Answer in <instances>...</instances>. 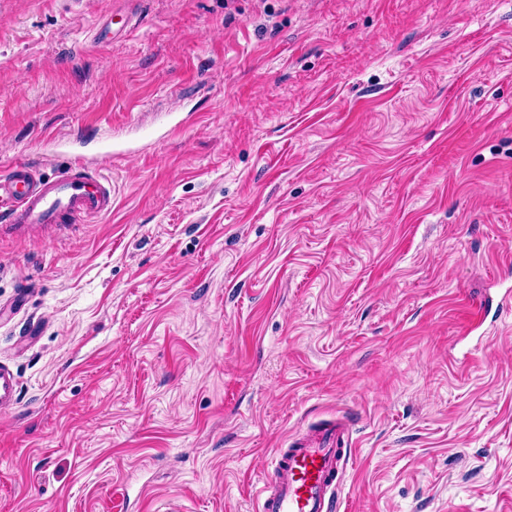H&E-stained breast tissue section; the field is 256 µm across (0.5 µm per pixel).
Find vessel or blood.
Instances as JSON below:
<instances>
[{
	"instance_id": "vessel-or-blood-1",
	"label": "vessel or blood",
	"mask_w": 512,
	"mask_h": 512,
	"mask_svg": "<svg viewBox=\"0 0 512 512\" xmlns=\"http://www.w3.org/2000/svg\"><path fill=\"white\" fill-rule=\"evenodd\" d=\"M111 210L110 183L84 163L53 175L21 160L0 164L1 224H84ZM351 444L350 426L341 420L293 437L264 474L257 512H340Z\"/></svg>"
}]
</instances>
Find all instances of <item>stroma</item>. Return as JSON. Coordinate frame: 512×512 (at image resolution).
<instances>
[{
  "mask_svg": "<svg viewBox=\"0 0 512 512\" xmlns=\"http://www.w3.org/2000/svg\"><path fill=\"white\" fill-rule=\"evenodd\" d=\"M0 0V512H256L352 429L345 512H512V0ZM500 300L478 334L465 325ZM121 16V25L118 27H114L116 23H113L112 19L110 22H105L103 28L95 34V41L99 44H107L111 39L112 41H117L123 38L133 28V17L126 11H123ZM111 23L112 28L110 27ZM111 211L110 183L83 162L44 175L21 160L1 161V224H85Z\"/></svg>",
  "mask_w": 512,
  "mask_h": 512,
  "instance_id": "35a3bbf8",
  "label": "stroma"
}]
</instances>
